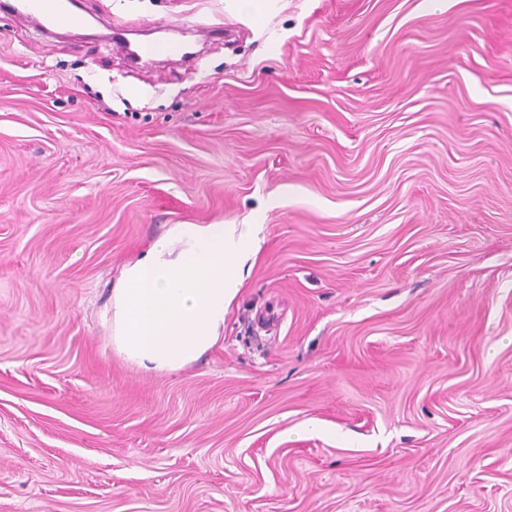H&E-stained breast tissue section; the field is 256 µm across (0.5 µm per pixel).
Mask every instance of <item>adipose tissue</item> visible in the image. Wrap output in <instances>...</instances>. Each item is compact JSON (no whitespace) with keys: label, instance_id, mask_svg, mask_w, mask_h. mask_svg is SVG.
Here are the masks:
<instances>
[{"label":"adipose tissue","instance_id":"1","mask_svg":"<svg viewBox=\"0 0 512 512\" xmlns=\"http://www.w3.org/2000/svg\"><path fill=\"white\" fill-rule=\"evenodd\" d=\"M260 224H177L126 264L112 290L109 340L144 374L180 370L220 339L255 264Z\"/></svg>","mask_w":512,"mask_h":512}]
</instances>
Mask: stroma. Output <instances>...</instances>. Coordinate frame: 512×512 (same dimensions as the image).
<instances>
[{"label":"stroma","mask_w":512,"mask_h":512,"mask_svg":"<svg viewBox=\"0 0 512 512\" xmlns=\"http://www.w3.org/2000/svg\"><path fill=\"white\" fill-rule=\"evenodd\" d=\"M74 8L0 0V512H512V0ZM254 220L223 339L124 362L121 267ZM15 8L35 16L53 27H70L82 23V17L74 11L71 0H15ZM267 2V0H225L224 13L232 19L245 16L249 18L257 28H263L267 20ZM242 3L249 4V9L246 12L240 10ZM122 47L130 57L136 60H155L175 55H182L185 58L188 55V52H186L187 44L184 41L152 40L132 45L123 40Z\"/></svg>","instance_id":"obj_1"}]
</instances>
